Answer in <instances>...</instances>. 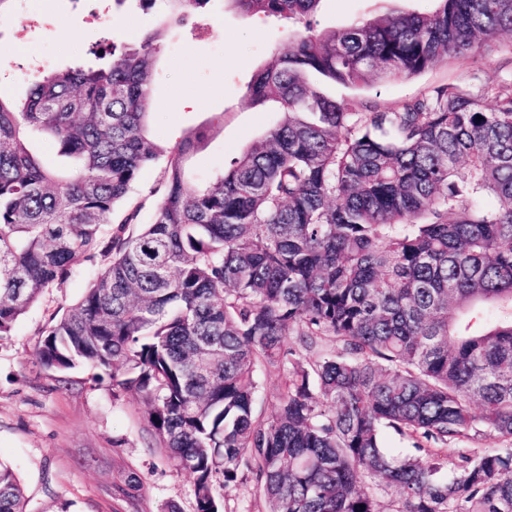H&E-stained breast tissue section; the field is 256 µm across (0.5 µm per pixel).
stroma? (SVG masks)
Segmentation results:
<instances>
[{
  "instance_id": "35a3bbf8",
  "label": "stroma",
  "mask_w": 512,
  "mask_h": 512,
  "mask_svg": "<svg viewBox=\"0 0 512 512\" xmlns=\"http://www.w3.org/2000/svg\"><path fill=\"white\" fill-rule=\"evenodd\" d=\"M433 0H323L321 26L343 29L393 10L428 12ZM100 0H36L21 31L0 28V55L20 68L0 84V94L25 95L39 58L63 67L91 61L97 44H133L154 16L137 8L114 12L111 28L95 18ZM293 31L241 13L231 0H212L207 14H192L175 27L154 68L152 133L166 145L190 127L214 124L208 146L192 159L204 176L229 165L278 120V113L250 106L252 74L267 65ZM512 82V35H502L476 56L450 59L410 77L359 89L329 86L339 99H361L396 112L432 88L453 85L479 92ZM104 261L81 262L62 287L45 292L0 340V460L14 469L28 500L27 512H165L168 503L194 512L193 481L149 447L145 405L134 393L113 397L103 372L82 365L65 375L43 369L37 352L54 316L75 304ZM143 486L119 495L130 474Z\"/></svg>"
}]
</instances>
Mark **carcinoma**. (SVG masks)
Wrapping results in <instances>:
<instances>
[{"label": "carcinoma", "instance_id": "1", "mask_svg": "<svg viewBox=\"0 0 512 512\" xmlns=\"http://www.w3.org/2000/svg\"><path fill=\"white\" fill-rule=\"evenodd\" d=\"M135 2L167 11L138 43L0 97V338L103 258L38 362L87 363L112 396L140 395L151 447L193 479L194 512H223L247 479L267 512H378L379 490L393 512H512V448H459L441 474L450 444L512 439V85H442L396 112L325 91L469 57L512 33V0H435L340 31L317 30L322 0H233L293 29L245 94L281 118L205 180L189 163L212 127L169 147L150 124L167 31L211 0ZM159 162L153 222L133 230L136 206L104 233ZM387 430L412 450L385 447ZM25 507L0 461V512Z\"/></svg>", "mask_w": 512, "mask_h": 512}]
</instances>
